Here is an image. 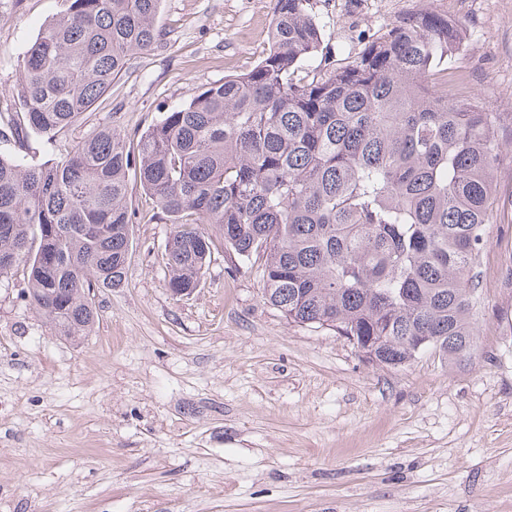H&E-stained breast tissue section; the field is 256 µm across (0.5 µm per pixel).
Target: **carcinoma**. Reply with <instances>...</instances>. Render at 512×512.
I'll list each match as a JSON object with an SVG mask.
<instances>
[{"label": "carcinoma", "instance_id": "cac0c4a2", "mask_svg": "<svg viewBox=\"0 0 512 512\" xmlns=\"http://www.w3.org/2000/svg\"><path fill=\"white\" fill-rule=\"evenodd\" d=\"M159 2L60 0L19 66L21 111L0 121L53 140L155 48ZM270 39L256 67L160 113L132 148L103 128L51 162L0 156V274L23 265L55 335H89L91 289L125 278L133 173L179 225L170 289L200 287L209 224L263 259L264 299L291 322L355 336L389 367L472 356L501 144L498 113L441 91L461 28L420 11L337 64L311 0H275Z\"/></svg>", "mask_w": 512, "mask_h": 512}]
</instances>
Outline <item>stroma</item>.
Instances as JSON below:
<instances>
[{"instance_id":"1","label":"stroma","mask_w":512,"mask_h":512,"mask_svg":"<svg viewBox=\"0 0 512 512\" xmlns=\"http://www.w3.org/2000/svg\"><path fill=\"white\" fill-rule=\"evenodd\" d=\"M57 0H0V112ZM427 9L465 35L468 71L501 115L496 205L476 269L472 357L367 362L263 297L261 262L216 242L200 288L176 297L175 227L128 181L125 280L97 320L55 336L23 267L0 274V512H512V0H316L334 48L360 50ZM274 0H161L154 50L55 142L0 127V154L39 164L110 127L138 140L160 113L268 54Z\"/></svg>"}]
</instances>
